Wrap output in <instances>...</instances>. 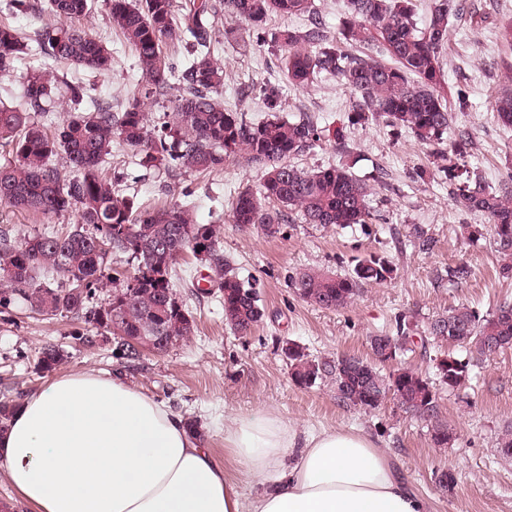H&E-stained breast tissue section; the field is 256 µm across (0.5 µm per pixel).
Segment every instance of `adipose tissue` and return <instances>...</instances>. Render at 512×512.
Segmentation results:
<instances>
[{
	"label": "adipose tissue",
	"instance_id": "adipose-tissue-1",
	"mask_svg": "<svg viewBox=\"0 0 512 512\" xmlns=\"http://www.w3.org/2000/svg\"><path fill=\"white\" fill-rule=\"evenodd\" d=\"M224 445L235 473L167 404L83 371L18 404L0 473L30 512H427L364 433L309 432L258 407L225 418Z\"/></svg>",
	"mask_w": 512,
	"mask_h": 512
}]
</instances>
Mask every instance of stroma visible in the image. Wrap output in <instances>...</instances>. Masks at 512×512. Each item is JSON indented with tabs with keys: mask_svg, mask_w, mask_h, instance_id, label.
<instances>
[{
	"mask_svg": "<svg viewBox=\"0 0 512 512\" xmlns=\"http://www.w3.org/2000/svg\"><path fill=\"white\" fill-rule=\"evenodd\" d=\"M212 2L217 14L211 48L224 63L225 107L261 120L267 114L261 89L279 84L282 112L292 119L310 116L324 130L319 142L293 158V165L311 170L346 164L361 178L384 173L383 185L375 187L370 198L369 224L336 230L296 218L272 235L257 227L242 230L230 221L231 203L242 189L259 190L260 170L230 159L210 173L171 177L141 168L129 147L114 144L103 173L117 179L122 194L137 197L145 206L168 207L181 202L186 187L193 192L198 222L223 225L224 253L240 278L257 282L264 316L250 335H235L224 321L218 296L201 290L203 267L192 253H185L176 266L175 284L196 321L195 334L165 354L144 353L132 367L116 359L115 341L104 329L71 317L31 312L18 300L0 311V400L21 401L57 375L85 370L106 376L117 373L174 411L198 418L206 446L227 469L235 464L224 446L225 417L263 406L305 429L368 434L391 454L428 512H512V460L500 456L494 446L498 431L512 422V349L479 361L478 381L472 388L442 392V419L456 433L455 441L442 449L433 445L425 422L392 401L364 413L340 405L330 387L296 386L281 350L290 340L313 357L348 354L368 360L370 336L395 334L398 321L409 323L420 337L452 307L465 304L484 313L500 303H512V279L499 274L503 258L490 234L469 233L470 227L484 224V217L453 199L444 175L413 179L414 169L428 166L429 147L379 122L349 125L347 112L354 97L344 85L333 77L308 88L288 83L279 69V44L244 46L246 22L224 12V0ZM465 3L464 11L451 20L440 93L449 99L456 88L468 91L470 106L455 112L453 126L471 133L474 148L468 162L494 186L506 165L512 164V128L499 124L490 110L491 101L512 84L506 77L512 69V45L500 36L512 22V0ZM81 25L110 47L111 73L96 76L34 50L14 73L0 75V100L18 102L23 74L47 69L83 82L89 100H105L113 111L123 110L140 80L134 57L121 34L112 29L103 0ZM338 131L345 142L341 149L334 138ZM77 220L74 212L47 219L0 204V232L15 243ZM418 227L432 238L430 250L411 245ZM373 252L389 256L398 268L397 276L384 285L365 286L348 308H319L300 299L290 286L291 276L299 271L341 273L351 268L355 258ZM461 262L468 263L474 275L460 287H449L446 272ZM49 345L65 354L64 363L52 372L38 366L42 348ZM438 470L454 472L453 494L436 490L433 474Z\"/></svg>",
	"mask_w": 512,
	"mask_h": 512,
	"instance_id": "stroma-1",
	"label": "stroma"
}]
</instances>
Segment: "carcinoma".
Segmentation results:
<instances>
[{"instance_id":"obj_1","label":"carcinoma","mask_w":512,"mask_h":512,"mask_svg":"<svg viewBox=\"0 0 512 512\" xmlns=\"http://www.w3.org/2000/svg\"><path fill=\"white\" fill-rule=\"evenodd\" d=\"M95 0H48L47 12L57 22L28 36L0 24V74L12 73L35 42L54 61L98 74L112 71V53L73 21L89 16ZM348 10L338 31L331 34L317 18L314 0H224V9L250 24L249 40L266 42L269 15L311 16L305 31L284 27L272 35L283 50V73L289 83L307 87L323 74L336 77L354 95L348 114L352 125L382 119L395 130L413 134L421 144L434 147L433 164L449 180L450 194L467 210L488 220L497 252L505 264L502 277H512V168L497 186L489 185L476 171L459 167L458 160L473 147L470 133L458 131L447 141L453 119L440 94L444 81L441 51L448 41L449 25L461 10L460 0H436L424 27L417 26L413 0H348ZM110 24L133 53L142 79L137 93L121 112L112 103L97 101L81 109L87 88L52 72L31 70L23 76L21 101L0 105V146L9 158L0 163V204L44 217L76 212L77 225L66 232H45L14 245L0 235V307L15 298L43 315L74 314L84 322L121 330L128 336H163L165 353L193 334L179 313L173 254L192 252L209 271L224 306V321L239 336L249 335L264 315L256 284L242 280L224 256L222 230L217 224H201L191 205L176 203L146 210L134 198L120 194L102 176L101 164L112 155L118 141L139 156L143 168L205 172L240 158L263 172L258 192L245 189L232 204L233 224L241 229L254 225L286 224L296 213L308 224L340 229L366 224L371 216L373 187L344 165L313 171L288 162L321 140L313 119L290 120L281 115L278 90L265 91L268 115L252 121L243 112L224 108L218 99L224 86V64L207 49L214 7L210 0H105ZM166 44L190 48L183 59L162 54ZM182 88L172 94V79ZM67 88L69 101L78 105L67 112L57 132L47 133L40 119L59 84ZM166 98L167 111L152 118L148 107ZM492 110L497 121L512 127V91L502 92ZM202 238L203 250L195 240ZM107 239L111 254L124 256L133 272L112 277V297L94 305L103 289L107 256L96 252L97 239ZM397 267L386 256L369 254L355 259L343 274L306 269L295 274L291 287L304 301L328 310L344 309L366 284H384ZM466 263L448 267V285L470 280ZM116 302L108 310L106 305ZM433 340H450L470 354L457 359L456 378L437 372L451 392L472 386L474 362L491 356L492 336L512 337V305L503 302L482 314L460 305L434 319L427 329ZM385 339L393 346L394 359L377 348ZM413 329L405 322L396 335L369 337L376 363L356 356L311 358L302 348L288 356L291 378L300 387L326 383L334 387L336 400L371 412L393 400L403 412L427 423L437 448L448 447V424L439 416L440 394L432 381L405 367L384 373L377 364L400 361L412 350ZM64 361L53 346L42 350L39 365L49 371ZM499 452L512 457V424L502 427L495 439ZM436 487L452 493L456 477L451 471L434 474Z\"/></svg>"}]
</instances>
